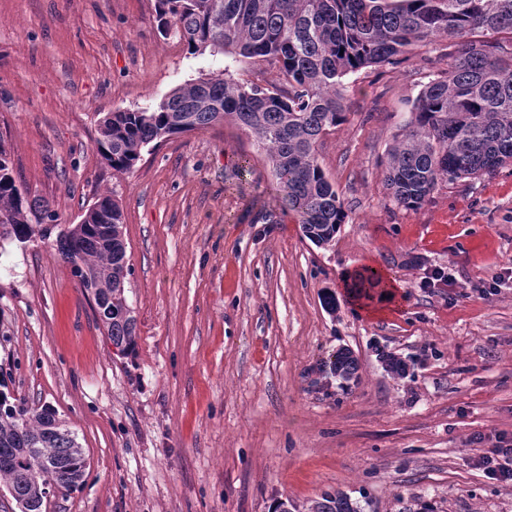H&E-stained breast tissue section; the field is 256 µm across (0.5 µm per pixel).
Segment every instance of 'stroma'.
I'll list each match as a JSON object with an SVG mask.
<instances>
[{
    "instance_id": "stroma-1",
    "label": "stroma",
    "mask_w": 512,
    "mask_h": 512,
    "mask_svg": "<svg viewBox=\"0 0 512 512\" xmlns=\"http://www.w3.org/2000/svg\"><path fill=\"white\" fill-rule=\"evenodd\" d=\"M445 49L346 77L348 120L317 153L348 219L319 247L234 123L144 150L128 174L95 146L107 113L218 68L274 71L189 54L159 34L153 0H0V139L16 181L66 225L112 192L137 320L134 353L118 354L54 240L0 241V379L57 410L87 460L43 512H273L336 490L362 512H512V483L476 465L512 439V165L439 184L416 210L383 181ZM363 266L396 281L398 312L357 311L341 276ZM435 268L454 285L420 287ZM342 347L360 365L345 389L317 374Z\"/></svg>"
}]
</instances>
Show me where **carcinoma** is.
<instances>
[{
  "instance_id": "1",
  "label": "carcinoma",
  "mask_w": 512,
  "mask_h": 512,
  "mask_svg": "<svg viewBox=\"0 0 512 512\" xmlns=\"http://www.w3.org/2000/svg\"><path fill=\"white\" fill-rule=\"evenodd\" d=\"M158 31L193 54L206 51L258 60L276 72L265 83L239 81L224 70L174 88L159 103L118 110L99 126L96 147L113 171L130 173L150 145L226 120L262 149L275 191L303 235L329 244L346 223L344 201L317 155L318 140L347 121L344 78L363 68L401 62L416 47L448 39L447 67L415 99L410 120L393 136L384 181L395 203L418 209L442 182L492 175L512 165V0H154ZM95 214L56 240L82 288L91 292L107 335L123 355L135 346L136 319L125 295L123 211ZM0 239H47L57 214L20 192L0 144ZM112 223V236L104 225ZM379 274L355 283L371 298ZM358 363L340 348L318 367L345 388ZM63 487L84 476L83 450L56 411L33 409L0 390V480L15 500L39 510L48 470ZM308 512H361L343 492H325Z\"/></svg>"
}]
</instances>
